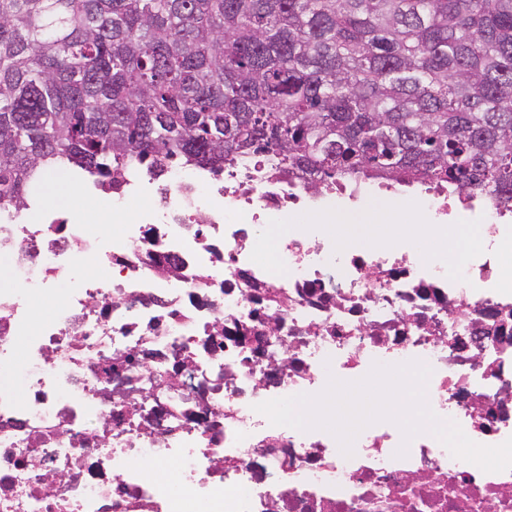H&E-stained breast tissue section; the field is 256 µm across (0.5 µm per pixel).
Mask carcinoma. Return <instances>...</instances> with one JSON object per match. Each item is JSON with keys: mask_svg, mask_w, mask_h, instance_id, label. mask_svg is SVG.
I'll use <instances>...</instances> for the list:
<instances>
[{"mask_svg": "<svg viewBox=\"0 0 512 512\" xmlns=\"http://www.w3.org/2000/svg\"><path fill=\"white\" fill-rule=\"evenodd\" d=\"M257 154L512 192V0H0V207Z\"/></svg>", "mask_w": 512, "mask_h": 512, "instance_id": "carcinoma-1", "label": "carcinoma"}]
</instances>
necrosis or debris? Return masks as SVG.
Wrapping results in <instances>:
<instances>
[{"instance_id": "4bbe7bcc", "label": "necrosis or debris", "mask_w": 512, "mask_h": 512, "mask_svg": "<svg viewBox=\"0 0 512 512\" xmlns=\"http://www.w3.org/2000/svg\"><path fill=\"white\" fill-rule=\"evenodd\" d=\"M369 189L477 232L450 264L403 240L345 251L319 225L268 258L266 226L362 197L259 156L220 179L129 176L103 199L107 236L74 208L0 211V379L24 386L0 389V512H512V469L483 472L430 434L407 444L379 422L348 457L330 432L256 410L419 360L437 416L480 445L512 437V200ZM91 260L105 277L79 275ZM39 296L58 309L33 330Z\"/></svg>"}]
</instances>
